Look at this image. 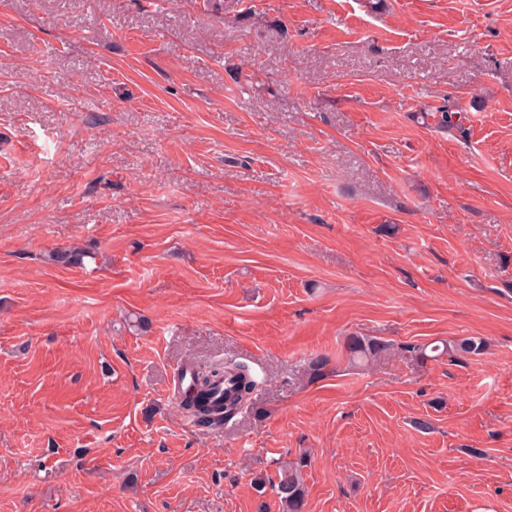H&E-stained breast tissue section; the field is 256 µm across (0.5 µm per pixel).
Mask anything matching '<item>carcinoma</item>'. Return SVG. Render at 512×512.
Returning <instances> with one entry per match:
<instances>
[{"instance_id":"cac0c4a2","label":"carcinoma","mask_w":512,"mask_h":512,"mask_svg":"<svg viewBox=\"0 0 512 512\" xmlns=\"http://www.w3.org/2000/svg\"><path fill=\"white\" fill-rule=\"evenodd\" d=\"M346 347L350 363L367 366L389 351L391 345L379 338L352 335L347 337ZM485 350V340L476 336L457 338L441 346L417 344L404 347V352L420 363L445 355L460 362L479 356ZM260 385L249 365L235 359H226L220 365H197L179 406L202 424L221 426L227 418L251 406ZM306 466L308 458L303 456L297 462L279 468L275 488L282 512H306L307 491L302 476Z\"/></svg>"}]
</instances>
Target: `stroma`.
I'll return each mask as SVG.
<instances>
[{
	"label": "stroma",
	"instance_id": "1",
	"mask_svg": "<svg viewBox=\"0 0 512 512\" xmlns=\"http://www.w3.org/2000/svg\"><path fill=\"white\" fill-rule=\"evenodd\" d=\"M303 455L307 512H512V0H0V512H281ZM346 347L352 365L356 366L364 363L365 366H368L389 351L391 345L379 338L352 335L347 337ZM429 345L417 344L407 345L402 349L408 353L409 356L416 362L425 363L429 360H438L442 356H448L453 361H464L471 359L472 357L482 355L486 350V342L481 337L468 336L461 337L455 340L447 341L443 344L442 348L440 345H433L429 348ZM223 383L224 395L216 397ZM261 383L249 365L235 359H226L220 365H196L179 406L199 423L221 426L227 418L252 405ZM307 465L308 458L303 456L279 468L275 488L282 512H306L307 491L302 470Z\"/></svg>",
	"mask_w": 512,
	"mask_h": 512
}]
</instances>
